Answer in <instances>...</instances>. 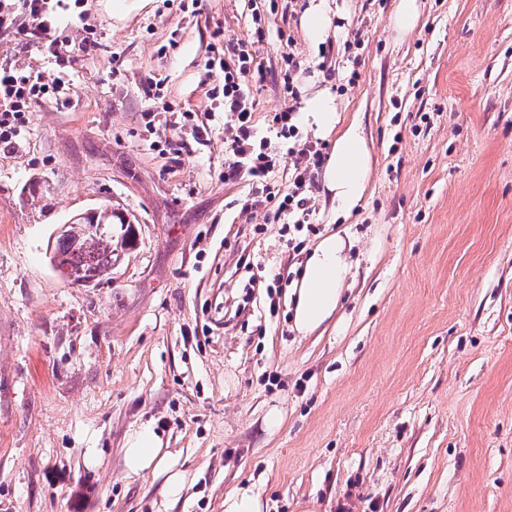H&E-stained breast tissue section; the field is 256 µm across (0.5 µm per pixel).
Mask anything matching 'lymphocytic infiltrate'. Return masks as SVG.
I'll use <instances>...</instances> for the list:
<instances>
[{
    "label": "lymphocytic infiltrate",
    "instance_id": "1",
    "mask_svg": "<svg viewBox=\"0 0 512 512\" xmlns=\"http://www.w3.org/2000/svg\"><path fill=\"white\" fill-rule=\"evenodd\" d=\"M54 10L51 0H0V35L18 34L27 45L51 53L56 65H65L67 49L56 46L53 39ZM253 57L244 44L224 45V109L236 117L235 132L229 142L231 160L224 169L225 180L247 174L250 189L243 209L276 201L273 221H285L294 231H303L312 214L315 172L325 161L321 146L301 140L296 124V98L285 101L274 113L270 136L256 137L252 126L255 96L252 90L256 78L251 64ZM65 87L63 77L45 82L41 73L12 65H0V144L12 145L22 127L29 122L34 103L44 94L59 93ZM287 140V155L293 159L291 185L286 194L272 191L267 178L274 168L279 150L275 139Z\"/></svg>",
    "mask_w": 512,
    "mask_h": 512
}]
</instances>
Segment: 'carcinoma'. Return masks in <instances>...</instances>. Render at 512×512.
Instances as JSON below:
<instances>
[{
    "label": "carcinoma",
    "mask_w": 512,
    "mask_h": 512,
    "mask_svg": "<svg viewBox=\"0 0 512 512\" xmlns=\"http://www.w3.org/2000/svg\"><path fill=\"white\" fill-rule=\"evenodd\" d=\"M53 253L73 271L94 270L107 275L120 256V235L91 234L76 221L69 226L67 236L57 238Z\"/></svg>",
    "instance_id": "1"
}]
</instances>
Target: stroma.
Returning <instances> with one entry per match:
<instances>
[{
	"mask_svg": "<svg viewBox=\"0 0 512 512\" xmlns=\"http://www.w3.org/2000/svg\"><path fill=\"white\" fill-rule=\"evenodd\" d=\"M422 4L400 37L395 0H348L315 48L288 0H148L122 21L79 0L55 32L62 69L0 36V64L70 79L0 148V512H224L243 486L267 512H512V0ZM228 40L254 43L264 73L257 134L291 50L297 93L331 84L371 148L362 203L339 214L315 190L295 247L224 178ZM154 76L169 111L145 93ZM187 111L209 142L179 155ZM103 204L137 244L110 280L73 285L52 247ZM332 231L354 242L351 272L302 337L288 287ZM144 428L185 473L180 498L126 471Z\"/></svg>",
	"mask_w": 512,
	"mask_h": 512,
	"instance_id": "stroma-1",
	"label": "stroma"
}]
</instances>
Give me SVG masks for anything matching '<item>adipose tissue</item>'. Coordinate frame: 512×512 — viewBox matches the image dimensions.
<instances>
[{"label":"adipose tissue","mask_w":512,"mask_h":512,"mask_svg":"<svg viewBox=\"0 0 512 512\" xmlns=\"http://www.w3.org/2000/svg\"><path fill=\"white\" fill-rule=\"evenodd\" d=\"M343 7L332 0H309L300 17V26L308 42L323 43L334 29L335 20L346 19ZM301 121L314 137L333 141L322 173L325 192L336 209L349 213L359 206L369 186L372 174V153L367 138L357 125L341 127V110L330 87L311 89L303 99ZM349 240L336 234L323 237L310 250L300 278L291 290L293 327L307 336L324 327L334 316L343 293L349 270ZM123 460L129 473L148 469L168 474L169 496L180 497L184 489L181 472L170 471L160 445L147 430L132 433L123 450Z\"/></svg>","instance_id":"obj_1"}]
</instances>
